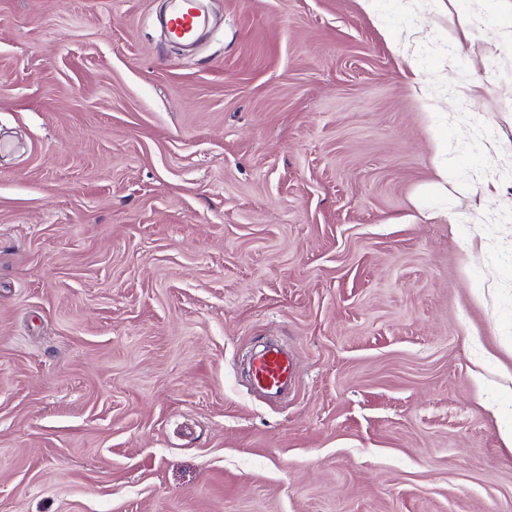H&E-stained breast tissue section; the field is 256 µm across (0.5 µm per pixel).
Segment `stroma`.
<instances>
[{
    "label": "stroma",
    "mask_w": 512,
    "mask_h": 512,
    "mask_svg": "<svg viewBox=\"0 0 512 512\" xmlns=\"http://www.w3.org/2000/svg\"><path fill=\"white\" fill-rule=\"evenodd\" d=\"M209 3L0 0V512H512V0ZM205 0H170L164 28L168 41L195 43L208 25ZM250 370L252 388L268 396H278L296 382L297 372L291 354L281 345L255 352Z\"/></svg>",
    "instance_id": "stroma-1"
}]
</instances>
